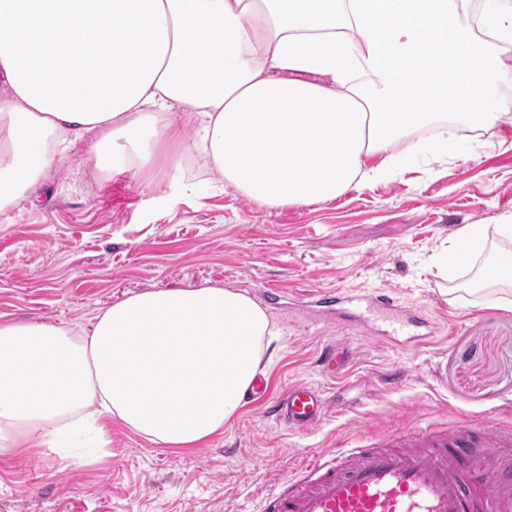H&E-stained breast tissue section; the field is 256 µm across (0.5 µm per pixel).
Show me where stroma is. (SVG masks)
Segmentation results:
<instances>
[{
  "mask_svg": "<svg viewBox=\"0 0 512 512\" xmlns=\"http://www.w3.org/2000/svg\"><path fill=\"white\" fill-rule=\"evenodd\" d=\"M160 145L149 167L100 170L79 145L36 198L0 211V322L88 326L127 295L221 285L265 307L280 329L261 363L265 394L204 446L171 450L113 424L95 466L47 450L0 449V512H258L306 457L413 427L489 417L512 422V307L463 292L442 257L467 224L512 215V114L466 161L405 169L328 203L261 207L184 149ZM390 289L418 313L420 347L313 312V296ZM335 344L351 361L329 377ZM323 391V419L300 432L271 405L290 385Z\"/></svg>",
  "mask_w": 512,
  "mask_h": 512,
  "instance_id": "35a3bbf8",
  "label": "stroma"
}]
</instances>
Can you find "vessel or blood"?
<instances>
[{
  "instance_id": "1",
  "label": "vessel or blood",
  "mask_w": 512,
  "mask_h": 512,
  "mask_svg": "<svg viewBox=\"0 0 512 512\" xmlns=\"http://www.w3.org/2000/svg\"><path fill=\"white\" fill-rule=\"evenodd\" d=\"M340 314L356 307L388 316V335L422 341L418 315L392 292H336ZM324 394L297 383L273 404L288 427L304 431L324 416ZM260 512H512V428L461 422L414 428L364 448L319 454L261 500Z\"/></svg>"
}]
</instances>
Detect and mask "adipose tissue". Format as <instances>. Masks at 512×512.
I'll return each mask as SVG.
<instances>
[{
    "label": "adipose tissue",
    "mask_w": 512,
    "mask_h": 512,
    "mask_svg": "<svg viewBox=\"0 0 512 512\" xmlns=\"http://www.w3.org/2000/svg\"><path fill=\"white\" fill-rule=\"evenodd\" d=\"M0 0V209L29 197L94 137L148 166L152 143L198 124L193 145L262 207L335 200L396 168L462 161L472 140L415 130L451 114L484 129L512 84V0ZM512 244V218L465 225L449 270ZM275 327L245 293L159 288L112 303L90 328L0 323V447L77 448L100 462L120 423L195 448L239 413Z\"/></svg>",
    "instance_id": "1"
}]
</instances>
